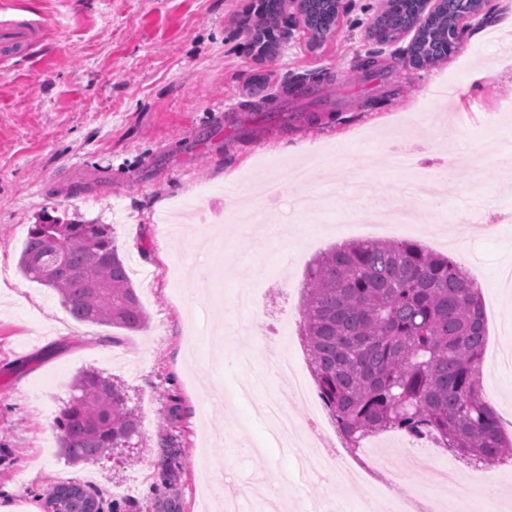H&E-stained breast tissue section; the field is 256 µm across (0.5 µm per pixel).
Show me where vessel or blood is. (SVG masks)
<instances>
[{"instance_id": "1", "label": "vessel or blood", "mask_w": 512, "mask_h": 512, "mask_svg": "<svg viewBox=\"0 0 512 512\" xmlns=\"http://www.w3.org/2000/svg\"><path fill=\"white\" fill-rule=\"evenodd\" d=\"M46 29V20L33 17L23 0H0V68L37 55Z\"/></svg>"}]
</instances>
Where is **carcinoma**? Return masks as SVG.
I'll list each match as a JSON object with an SVG mask.
<instances>
[{
	"mask_svg": "<svg viewBox=\"0 0 512 512\" xmlns=\"http://www.w3.org/2000/svg\"><path fill=\"white\" fill-rule=\"evenodd\" d=\"M316 38L336 26L337 0H302ZM427 9L426 0H397L377 20L398 34L412 25V65L444 59L461 14L481 0ZM22 273L57 291L80 322L140 331L148 316L106 224L51 217L34 224L20 258ZM301 336L319 396L350 447L371 433L426 425L460 456L486 465L512 453V437L482 396L478 370L486 339L481 291L459 263L414 242L363 240L333 247L306 271ZM56 419L64 456L95 464L133 447L141 419L122 385L89 369ZM62 512H102L79 483L51 488Z\"/></svg>",
	"mask_w": 512,
	"mask_h": 512,
	"instance_id": "1",
	"label": "carcinoma"
}]
</instances>
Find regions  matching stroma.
<instances>
[{
    "label": "stroma",
    "instance_id": "35a3bbf8",
    "mask_svg": "<svg viewBox=\"0 0 512 512\" xmlns=\"http://www.w3.org/2000/svg\"><path fill=\"white\" fill-rule=\"evenodd\" d=\"M383 3L350 0L318 43L300 22L273 34L279 52L267 59L252 48L262 0H29L50 35L37 58L0 72V500L39 508L51 484L72 481L107 502L124 498V512H216L207 487L217 462L225 494L285 484L313 512H361L357 486L302 470L253 406L290 386L275 358L309 375L298 335L305 269L330 246L363 239L345 223L364 202L411 216L376 239L419 243L483 284L482 390L496 412L512 413V287L497 283L512 267V224L471 232L512 208L500 176L512 161V61L484 37L412 67L399 58L408 39L368 35ZM371 52L381 66L369 75L358 62ZM314 72L323 79L312 92L295 90ZM390 138L441 145L443 157L419 170L449 163L446 199L428 204L421 183L414 195H388L400 178ZM339 150L363 187L326 197L336 176L316 157ZM282 163L308 171L297 216L291 195L267 193ZM46 213L110 226L146 329L76 321L22 275L29 229ZM231 214L255 233L236 236ZM89 367L121 382L141 413L135 465L75 464L58 447L55 421ZM286 409L303 438L322 428L352 467L367 462L323 404ZM376 441L392 457L396 494L425 485L404 434Z\"/></svg>",
    "mask_w": 512,
    "mask_h": 512
}]
</instances>
